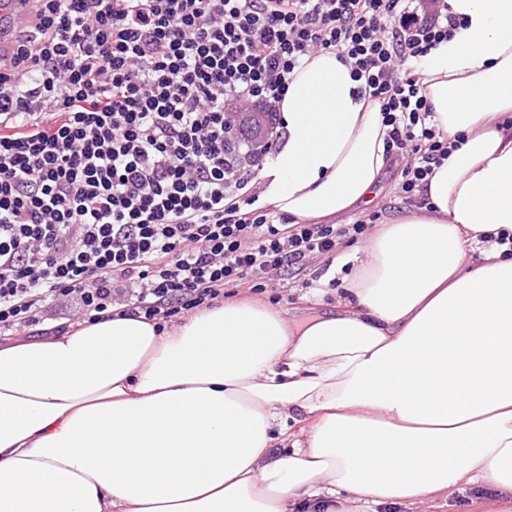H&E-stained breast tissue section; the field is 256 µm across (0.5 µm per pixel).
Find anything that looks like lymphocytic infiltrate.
<instances>
[{"instance_id": "1", "label": "lymphocytic infiltrate", "mask_w": 512, "mask_h": 512, "mask_svg": "<svg viewBox=\"0 0 512 512\" xmlns=\"http://www.w3.org/2000/svg\"><path fill=\"white\" fill-rule=\"evenodd\" d=\"M36 2L0 72V332L72 297L81 323H165L365 237L233 201L256 172L227 153L225 102L278 112L309 54L378 106L407 203L458 147L411 66L461 26L447 0Z\"/></svg>"}]
</instances>
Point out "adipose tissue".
I'll use <instances>...</instances> for the list:
<instances>
[{
  "mask_svg": "<svg viewBox=\"0 0 512 512\" xmlns=\"http://www.w3.org/2000/svg\"><path fill=\"white\" fill-rule=\"evenodd\" d=\"M417 63L463 144L382 225L333 311L230 299L0 340V512H379L512 498V0ZM336 52L305 57L264 200L296 224L369 202L387 128ZM449 504L450 506L448 507V495H443L422 507H402L400 510L393 511L416 512L425 510L428 512H498L509 510L512 512L507 502L495 499L489 491L470 487L455 493L449 499Z\"/></svg>",
  "mask_w": 512,
  "mask_h": 512,
  "instance_id": "obj_1",
  "label": "adipose tissue"
}]
</instances>
